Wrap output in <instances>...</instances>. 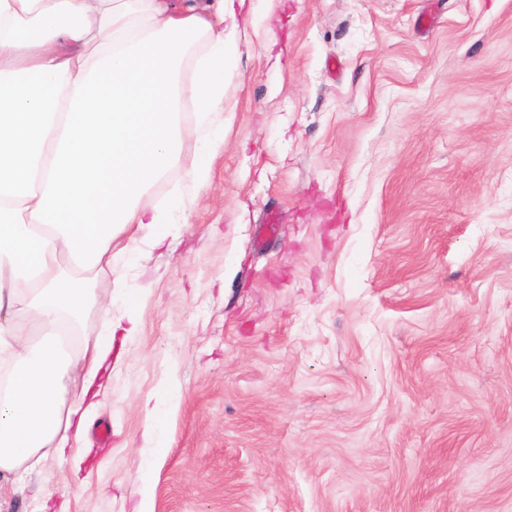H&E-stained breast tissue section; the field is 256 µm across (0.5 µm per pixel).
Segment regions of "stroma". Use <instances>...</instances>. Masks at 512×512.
<instances>
[{
    "instance_id": "stroma-1",
    "label": "stroma",
    "mask_w": 512,
    "mask_h": 512,
    "mask_svg": "<svg viewBox=\"0 0 512 512\" xmlns=\"http://www.w3.org/2000/svg\"><path fill=\"white\" fill-rule=\"evenodd\" d=\"M217 129L141 200L75 329L122 320L78 479L54 449L0 512H512V0H245ZM168 447L143 405L164 389ZM187 186L190 190L189 198L184 200L183 198L179 199L183 204V210L187 207V204L191 202L192 198L204 187H206L209 183V170L206 166H193L187 172L186 178ZM151 400H147L144 405V410L147 419V437L152 444V448L155 454H162L167 445L162 434L159 431L158 418L160 413L159 401L156 400L153 405H150Z\"/></svg>"
}]
</instances>
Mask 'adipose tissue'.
Instances as JSON below:
<instances>
[{"mask_svg": "<svg viewBox=\"0 0 512 512\" xmlns=\"http://www.w3.org/2000/svg\"><path fill=\"white\" fill-rule=\"evenodd\" d=\"M234 0H0V476L43 448L69 455L106 389L113 335L65 343L86 273L112 267L116 234L166 222L141 197L180 165V61L200 144L224 115V20ZM73 262L78 274L67 272Z\"/></svg>", "mask_w": 512, "mask_h": 512, "instance_id": "1", "label": "adipose tissue"}]
</instances>
